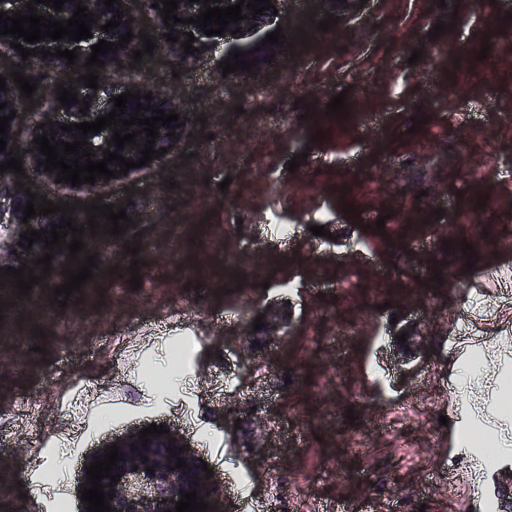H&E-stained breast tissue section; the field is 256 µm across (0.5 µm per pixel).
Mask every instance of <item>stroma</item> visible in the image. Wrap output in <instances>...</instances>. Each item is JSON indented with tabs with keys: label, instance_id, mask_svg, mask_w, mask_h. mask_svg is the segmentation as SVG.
<instances>
[{
	"label": "stroma",
	"instance_id": "obj_1",
	"mask_svg": "<svg viewBox=\"0 0 512 512\" xmlns=\"http://www.w3.org/2000/svg\"><path fill=\"white\" fill-rule=\"evenodd\" d=\"M279 26L273 61L226 78L223 45L178 56L144 21L156 47L122 81L187 112L175 153L107 188L62 189L24 163L23 184L73 218L101 202L133 224L88 247L93 276L63 308L55 251L35 291L54 322L0 280V512H75L87 456L153 423L207 463L208 512H512V447L457 453L442 423L512 428L497 409L512 381V0H284ZM342 92L339 130L326 106ZM476 207L482 224L453 226ZM270 305L282 335L253 327ZM462 355L481 366L466 387L445 367Z\"/></svg>",
	"mask_w": 512,
	"mask_h": 512
}]
</instances>
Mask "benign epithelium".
I'll use <instances>...</instances> for the list:
<instances>
[{
    "instance_id": "1",
    "label": "benign epithelium",
    "mask_w": 512,
    "mask_h": 512,
    "mask_svg": "<svg viewBox=\"0 0 512 512\" xmlns=\"http://www.w3.org/2000/svg\"><path fill=\"white\" fill-rule=\"evenodd\" d=\"M154 2L156 0H116L112 10L108 11L103 0H82V5L88 7V11L100 16V19L97 20L96 24L92 25L91 33H93V37L80 41H68L66 39L63 41H52L47 38L35 44H30L21 38L16 40L10 35L0 37V45L6 47L10 46V42L16 40L23 47L34 48L38 51L44 47L52 53L58 47L63 50L77 49L79 56L74 65L68 64V61L63 58H56L52 55L43 58L38 54L36 58L42 59L43 69L47 73H53L58 69L68 71L72 79L65 82L64 87H72V92L78 94L79 101H87L90 104L89 110L85 113L79 112L80 105L73 102L65 107L56 100L57 85H52L50 97L53 98V104L50 111L35 113L32 131L26 140L21 141L17 137V119L12 118L9 120L10 128H8L7 149L0 153V163L10 158V150L17 147L35 165L38 161L45 159V156L37 150L36 144L33 143L34 137L52 127L56 129L54 134L55 141L64 140L71 143L74 141V137L79 135V131L65 132L60 129V126L70 123L79 124L84 121H94L96 118L111 112L114 108V102L110 101V98L117 96V93L112 90V82L100 77L98 78L99 88L94 90L84 86L83 82L77 81V78L87 73L84 64L87 61L88 55L91 54L92 45L98 43L101 39L116 43L122 38L123 34L129 31L133 32L134 38H132L128 45L102 55L100 59L111 68L112 73L117 75L120 74L121 68L132 64L133 59H131V56L134 51L142 48V42L139 38L140 29L137 23L134 22L136 13L132 10L131 4H139L141 12L152 16L157 22L161 23L163 18L161 17L160 8L152 7ZM120 4L123 5V8H121V12L124 14V17H122L123 23L107 33L101 31L100 26L106 24L109 20L117 19L115 9ZM35 8H37V13L51 20H65L76 10V3L69 0V2L64 4V9L61 12H57L55 9L42 3L35 5ZM276 19L277 16L273 14V10H265L255 19L246 18L236 24L228 25L229 32L225 33V35H213L211 37L205 35L195 24L177 23L175 24L174 31L181 32V35H179L176 46H181V42L187 40L185 33L191 32L195 37L193 46L196 48L205 49L222 42L227 53L238 49L244 52L242 58L246 60L250 61L255 58L261 60L270 53V47L262 45V40L265 39L267 34L275 31ZM239 26L242 27L240 33L236 35L230 34V31ZM5 84L8 91L0 90V103L5 102L7 106L0 111V116H7L12 110L18 114L21 113L23 104L18 96L14 82L7 80ZM152 97L153 101L150 102L152 109L144 112V117L149 118L153 116L154 110L160 108L167 112L175 111L180 116L179 122L183 123V126L176 129L165 126L159 129V138L155 139L153 149L165 148L167 149V154L170 155L183 140L186 132L187 113L183 112L178 107L176 101L168 95L154 93ZM48 121L54 122V125L51 127L47 126L46 122ZM171 131L175 132V135H169ZM112 136L113 132L110 128H106L98 134L88 135V146L92 147V150L95 151V156L92 157V160L96 161L103 158V150L105 149L112 152L116 151L118 154L134 160L142 158L139 150L143 149L144 144H146V135L137 136L136 145L127 146L120 151L117 150V147L108 144ZM160 162L161 159H154L146 166L130 169L126 175H117L110 180L98 179L95 181V185L104 187L110 186L114 182L125 181L142 171L156 167ZM5 196L12 201V224L17 226L23 225L24 209H22V206L26 205L29 196L26 194L25 188L17 186L8 177L6 172L0 174V198ZM169 441L170 436L168 435L150 436L148 437V443L145 444L139 440V435L136 432H131L115 440V444L119 446L124 460L117 462V467L112 470V474L121 475L120 481L113 483L109 477L101 481V484L105 485L104 492L106 495L113 496V499L109 500V506L114 508V512H173L176 502L180 500V494L194 489L197 490V496L199 497H203L208 493L209 484L206 473L198 467L193 458L179 451V447H181L180 442L177 441L171 445ZM133 444L138 446V449H131ZM169 446L177 451V457H170V451L167 450ZM179 457L186 460L188 467L174 470L172 466L177 463V458ZM148 467L153 468L154 473H148L146 471ZM110 482L113 483L111 488L108 487Z\"/></svg>"
}]
</instances>
